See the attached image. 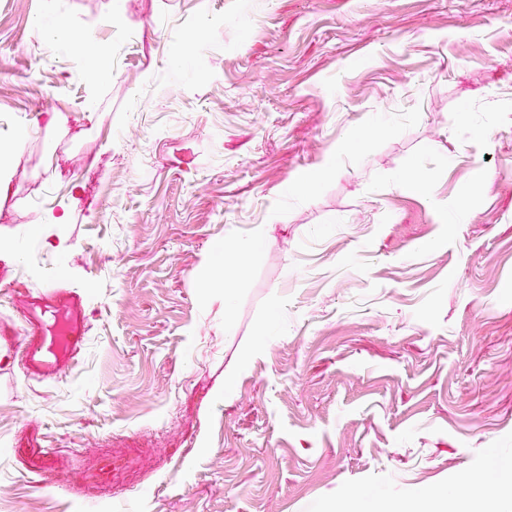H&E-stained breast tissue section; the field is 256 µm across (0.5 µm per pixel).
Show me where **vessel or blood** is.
Masks as SVG:
<instances>
[{"instance_id":"obj_1","label":"vessel or blood","mask_w":512,"mask_h":512,"mask_svg":"<svg viewBox=\"0 0 512 512\" xmlns=\"http://www.w3.org/2000/svg\"><path fill=\"white\" fill-rule=\"evenodd\" d=\"M0 285L11 289L21 310L27 377L54 379L63 368L75 365L85 350L89 331L81 297L55 280L34 287L21 285L13 277L12 266L4 263H0ZM58 458L55 449L45 447L37 438L29 445L27 468L54 484H71L68 473L59 468ZM144 459L137 448L102 456L81 469L76 489L112 491L126 475L140 469Z\"/></svg>"}]
</instances>
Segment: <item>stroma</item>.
<instances>
[{
	"instance_id": "obj_1",
	"label": "stroma",
	"mask_w": 512,
	"mask_h": 512,
	"mask_svg": "<svg viewBox=\"0 0 512 512\" xmlns=\"http://www.w3.org/2000/svg\"><path fill=\"white\" fill-rule=\"evenodd\" d=\"M1 118L0 258L89 340L37 383L0 338V512H512V0H0ZM34 436L146 460L88 499Z\"/></svg>"
}]
</instances>
